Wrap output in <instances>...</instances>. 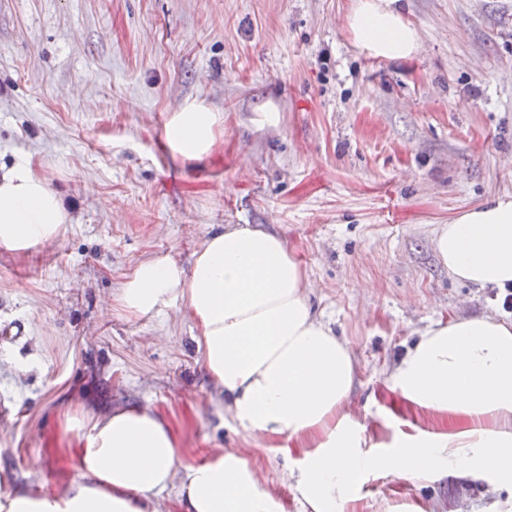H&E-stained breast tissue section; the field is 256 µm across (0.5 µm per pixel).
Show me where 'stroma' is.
Returning a JSON list of instances; mask_svg holds the SVG:
<instances>
[{"label": "stroma", "mask_w": 512, "mask_h": 512, "mask_svg": "<svg viewBox=\"0 0 512 512\" xmlns=\"http://www.w3.org/2000/svg\"><path fill=\"white\" fill-rule=\"evenodd\" d=\"M355 0H0V166L26 160L73 214L52 244L0 247V479L78 477L65 414L162 410L186 457L243 448L287 512L280 452L237 432L177 306L128 318L143 260L258 224L298 253L312 305L348 340L351 405L376 423L385 378L431 321L504 316L453 283L434 230L512 193V0H403L421 51L352 43ZM198 100L224 116L213 154L171 156L164 125ZM369 512H497L482 484L368 478Z\"/></svg>", "instance_id": "obj_1"}]
</instances>
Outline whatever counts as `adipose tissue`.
<instances>
[{
  "instance_id": "adipose-tissue-1",
  "label": "adipose tissue",
  "mask_w": 512,
  "mask_h": 512,
  "mask_svg": "<svg viewBox=\"0 0 512 512\" xmlns=\"http://www.w3.org/2000/svg\"><path fill=\"white\" fill-rule=\"evenodd\" d=\"M354 45L382 59L419 53L417 29L399 0H357ZM223 117L187 102L165 125L175 157L198 161ZM71 221L62 196L22 161L0 174V246L14 252L54 242ZM456 282L512 286V194L458 212L433 237ZM306 275L278 235L227 224L195 250L191 268L170 256L141 262L116 302L140 319L179 305L213 387L239 431L298 458L294 489L304 512H365L357 494L370 475L414 481L471 477L512 500V320L486 315L437 321L419 333L386 384L411 416L388 443L369 448V427L350 410L358 376L345 340L313 310ZM81 476L61 491L34 484L0 491V512H286L236 448L186 460L155 408L94 417L74 437Z\"/></svg>"
}]
</instances>
